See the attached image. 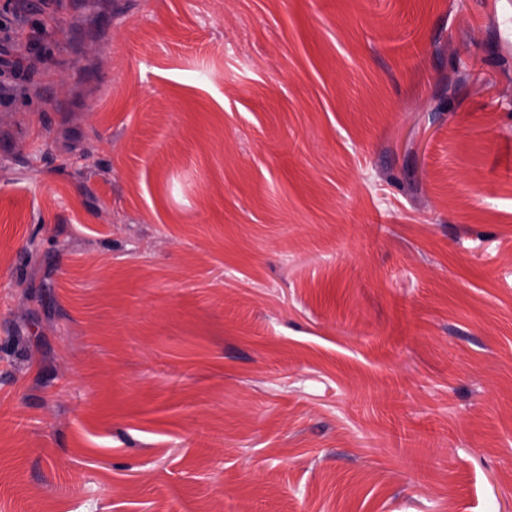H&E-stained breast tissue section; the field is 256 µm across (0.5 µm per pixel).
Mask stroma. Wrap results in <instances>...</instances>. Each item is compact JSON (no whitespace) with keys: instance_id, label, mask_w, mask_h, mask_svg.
Listing matches in <instances>:
<instances>
[{"instance_id":"1","label":"stroma","mask_w":512,"mask_h":512,"mask_svg":"<svg viewBox=\"0 0 512 512\" xmlns=\"http://www.w3.org/2000/svg\"><path fill=\"white\" fill-rule=\"evenodd\" d=\"M5 2L0 512H512V0Z\"/></svg>"}]
</instances>
